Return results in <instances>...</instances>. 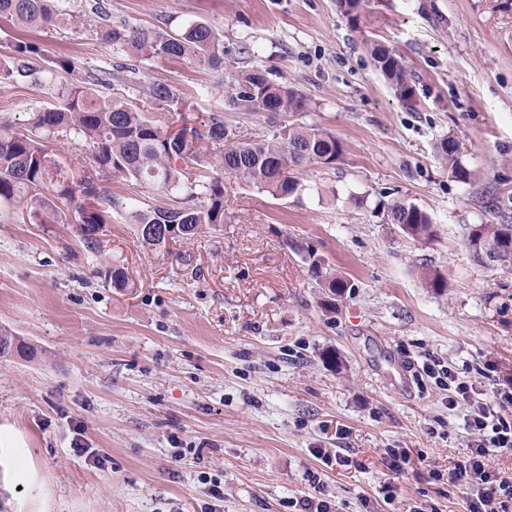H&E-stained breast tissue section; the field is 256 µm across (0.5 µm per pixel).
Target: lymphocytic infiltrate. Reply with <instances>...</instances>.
Masks as SVG:
<instances>
[{
  "label": "lymphocytic infiltrate",
  "instance_id": "lymphocytic-infiltrate-1",
  "mask_svg": "<svg viewBox=\"0 0 512 512\" xmlns=\"http://www.w3.org/2000/svg\"><path fill=\"white\" fill-rule=\"evenodd\" d=\"M428 377H443L449 409L463 408L464 427L470 433L468 453L448 470V483L465 489L467 512H507L512 503V476L489 469L486 460L494 453L512 452V388L490 390L459 380L449 368L423 364Z\"/></svg>",
  "mask_w": 512,
  "mask_h": 512
}]
</instances>
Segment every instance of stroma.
Returning a JSON list of instances; mask_svg holds the SVG:
<instances>
[{
    "label": "stroma",
    "instance_id": "obj_1",
    "mask_svg": "<svg viewBox=\"0 0 512 512\" xmlns=\"http://www.w3.org/2000/svg\"><path fill=\"white\" fill-rule=\"evenodd\" d=\"M89 3L57 0L67 18L49 29L0 17V58L23 37L72 58L81 78L117 60L99 26L202 21L238 69L304 94L296 122L334 133L343 154L303 168L306 191L282 200L211 156L223 226L161 249L117 213L92 250L74 205L31 224L0 203V334L34 351L0 357V512H205L207 477L223 512H292L315 469L335 512H466L462 489L432 475L465 453L463 415L421 368L435 357L475 382L493 360L512 383V272L462 243L465 225L512 223V0H362L354 21L336 0H101L98 15ZM367 39L401 55L410 98L374 69ZM137 68L112 93L141 105L169 84L185 104L172 125L202 131L220 112L252 139L271 131L228 106L223 73L183 59ZM54 101L43 84L0 83V117L17 128ZM446 137L470 181L437 161ZM393 200L430 214L432 241L387 223ZM310 252L349 289L318 287ZM116 262L128 290L105 275ZM77 435L102 466L76 454ZM320 448L346 449L351 465L324 467ZM389 448L408 452L402 471Z\"/></svg>",
    "mask_w": 512,
    "mask_h": 512
}]
</instances>
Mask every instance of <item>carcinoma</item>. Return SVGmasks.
Here are the masks:
<instances>
[{
  "instance_id": "carcinoma-1",
  "label": "carcinoma",
  "mask_w": 512,
  "mask_h": 512,
  "mask_svg": "<svg viewBox=\"0 0 512 512\" xmlns=\"http://www.w3.org/2000/svg\"><path fill=\"white\" fill-rule=\"evenodd\" d=\"M8 15L22 25L49 28L56 25L52 0H0V16ZM102 38L133 60L186 58L214 70L226 67L224 44L206 23L192 22L177 33L126 25L104 27ZM372 64L402 98L410 97L405 67L387 46L366 43ZM41 48L16 39L8 61L0 63V80L20 84L34 76L33 60ZM76 62L66 56L48 60L43 72L53 78L73 74ZM111 80L88 74L61 88L59 101L31 112L28 127L17 130L8 120L0 121V201L18 213H26L36 224H50L57 215L44 207L40 190L58 184L57 193L81 213L79 233L87 246L97 248L106 214L126 213L135 224L136 236L157 248L176 240H190L207 229L224 223V185L221 180L201 174L208 156L218 152L224 169L276 199L301 194L305 185L294 173L311 164H332L342 152L331 132L315 125L282 124L284 114L306 111V98L269 78L261 68L240 70L231 75L227 103L242 112L266 118L270 137L255 141L241 128L224 123L221 113L210 119L204 133L182 126L172 133L167 124L150 116L140 106L109 98L104 89ZM148 95L160 106L181 110L180 97L166 84L154 83ZM59 135L91 152L95 167L79 180H59L54 160L46 152L45 136ZM436 156L448 174L462 182L471 172L459 160V145L444 138ZM135 181L152 191L158 203L142 210L132 202L112 195L103 179ZM386 220L409 238L429 242L435 236L430 215L403 201L387 206ZM155 232L147 233V228ZM473 257L486 266L512 272V224H470L463 239ZM309 271L315 280L327 281V288L340 294L351 287L339 277H325L321 261L308 254Z\"/></svg>"
}]
</instances>
